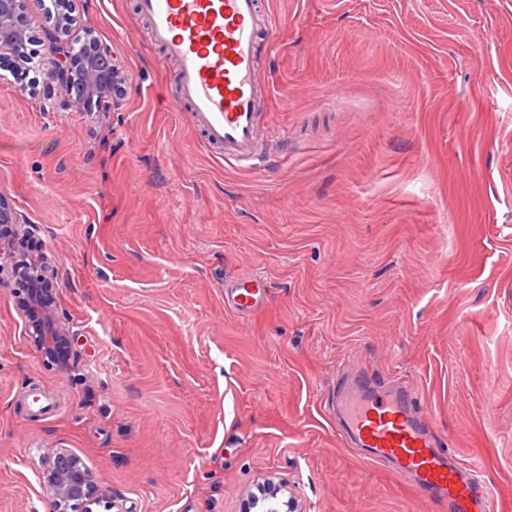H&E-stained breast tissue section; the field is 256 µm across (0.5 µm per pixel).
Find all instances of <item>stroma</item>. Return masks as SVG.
Returning <instances> with one entry per match:
<instances>
[{"mask_svg":"<svg viewBox=\"0 0 512 512\" xmlns=\"http://www.w3.org/2000/svg\"><path fill=\"white\" fill-rule=\"evenodd\" d=\"M263 2L253 168L174 105L136 0H69L118 111L0 78V199L74 335L51 363L0 285V512H52L55 448L114 512H244L267 482L303 512H433L346 443L358 371L407 385L512 512V0ZM246 276L263 304L226 310ZM224 288V307L236 313H246L262 303L268 287L261 277H243Z\"/></svg>","mask_w":512,"mask_h":512,"instance_id":"35a3bbf8","label":"stroma"}]
</instances>
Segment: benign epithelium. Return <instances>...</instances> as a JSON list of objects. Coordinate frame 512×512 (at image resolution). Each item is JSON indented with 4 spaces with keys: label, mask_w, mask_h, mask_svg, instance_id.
<instances>
[{
    "label": "benign epithelium",
    "mask_w": 512,
    "mask_h": 512,
    "mask_svg": "<svg viewBox=\"0 0 512 512\" xmlns=\"http://www.w3.org/2000/svg\"><path fill=\"white\" fill-rule=\"evenodd\" d=\"M0 50H8L17 59H28L27 31L18 29L12 17L25 15L29 7L42 6L43 0H0ZM43 41L53 46L50 57L44 59L42 72L46 83L63 88L74 81L76 68L83 71L85 90L79 95H67L59 106L76 112L96 107L110 112L119 106L117 92L123 77L118 63L107 47L97 42L94 49L83 55L75 50L66 37V22L48 18L41 28ZM109 58L108 69H97L98 59ZM20 223L16 213L0 200V284L8 283L15 291L28 335L34 344L52 360H60L57 345L69 341L70 331L62 327L55 314L53 285L46 267L19 250L18 238L4 232V226ZM45 487L53 512H92L98 489L89 469L81 459L65 448H56L49 457ZM246 512H301L298 501L290 496L283 500L273 493L248 502Z\"/></svg>",
    "instance_id": "benign-epithelium-1"
}]
</instances>
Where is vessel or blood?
Instances as JSON below:
<instances>
[{
	"label": "vessel or blood",
	"mask_w": 512,
	"mask_h": 512,
	"mask_svg": "<svg viewBox=\"0 0 512 512\" xmlns=\"http://www.w3.org/2000/svg\"><path fill=\"white\" fill-rule=\"evenodd\" d=\"M151 40L177 67L179 103L190 124L225 163L258 158L257 106L267 91L254 79L259 38L273 39L274 21L259 0H139ZM263 278L226 285L224 306L245 313L262 303ZM344 431L361 455L409 476L418 492L445 512H491L476 467L453 461L419 413L407 387H389L362 373L340 395Z\"/></svg>",
	"instance_id": "vessel-or-blood-1"
}]
</instances>
